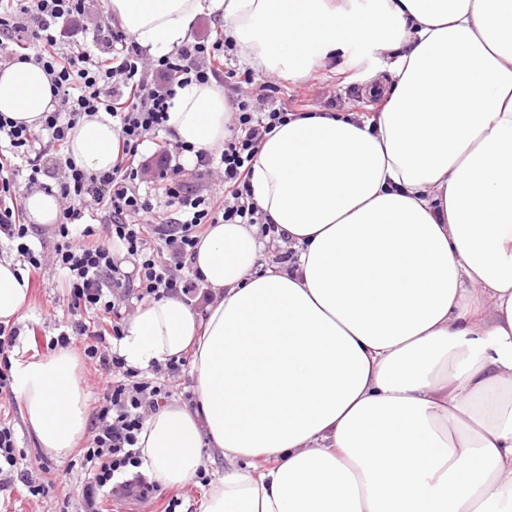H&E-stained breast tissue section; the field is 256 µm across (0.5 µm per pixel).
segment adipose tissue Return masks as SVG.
<instances>
[{"label":"adipose tissue","mask_w":512,"mask_h":512,"mask_svg":"<svg viewBox=\"0 0 512 512\" xmlns=\"http://www.w3.org/2000/svg\"><path fill=\"white\" fill-rule=\"evenodd\" d=\"M203 0H106L148 54L190 37ZM251 67L299 82L354 52L385 61L374 116L312 112L275 127L252 199L288 235L295 271L262 267L256 224H215L194 266L212 297L142 302L128 366L193 354L196 408L174 402L139 435V474L228 464L201 512H512V11L503 0H210ZM50 78L0 71V114L39 127ZM229 121L217 82L176 91L175 140L212 153ZM111 115H83L68 153L109 169ZM30 283L0 258V322ZM22 420L63 460L83 439L77 356L12 362Z\"/></svg>","instance_id":"adipose-tissue-1"}]
</instances>
